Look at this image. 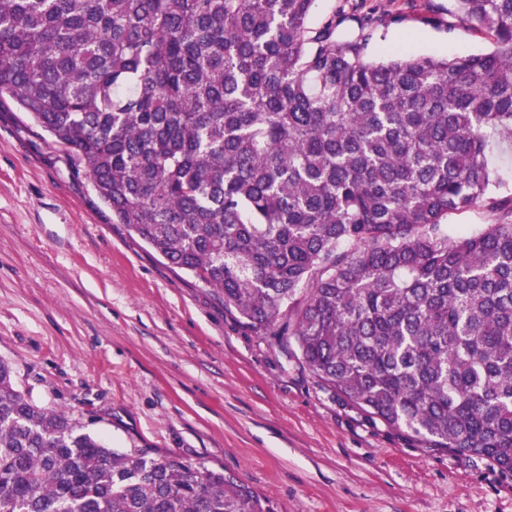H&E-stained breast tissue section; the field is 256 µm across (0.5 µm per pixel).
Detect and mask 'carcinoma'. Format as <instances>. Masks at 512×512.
<instances>
[{"label": "carcinoma", "mask_w": 512, "mask_h": 512, "mask_svg": "<svg viewBox=\"0 0 512 512\" xmlns=\"http://www.w3.org/2000/svg\"><path fill=\"white\" fill-rule=\"evenodd\" d=\"M316 0H0L8 94L112 223L353 405L512 476V0L497 48L374 61ZM495 223L448 239V216ZM0 512H272L238 477L118 452L0 362ZM490 167L496 176L501 178L512 189V160L510 146L505 143L497 144L489 156Z\"/></svg>", "instance_id": "1"}]
</instances>
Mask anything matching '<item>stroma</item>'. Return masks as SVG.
I'll return each mask as SVG.
<instances>
[{"label": "stroma", "mask_w": 512, "mask_h": 512, "mask_svg": "<svg viewBox=\"0 0 512 512\" xmlns=\"http://www.w3.org/2000/svg\"><path fill=\"white\" fill-rule=\"evenodd\" d=\"M339 12L372 20L375 60L496 48L454 0H317L309 23ZM109 217L0 99V361L27 399L117 451L233 471L274 512H512V477L361 411Z\"/></svg>", "instance_id": "obj_1"}]
</instances>
